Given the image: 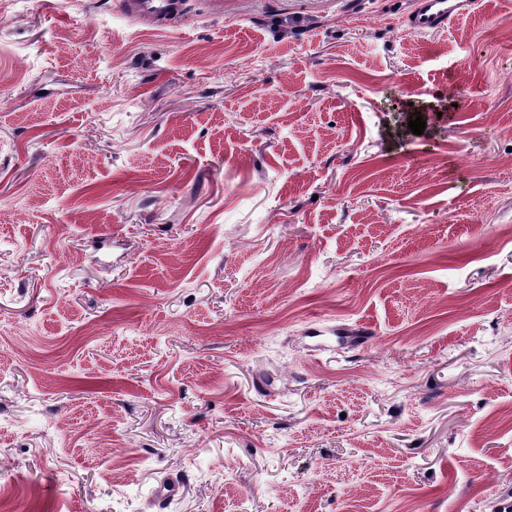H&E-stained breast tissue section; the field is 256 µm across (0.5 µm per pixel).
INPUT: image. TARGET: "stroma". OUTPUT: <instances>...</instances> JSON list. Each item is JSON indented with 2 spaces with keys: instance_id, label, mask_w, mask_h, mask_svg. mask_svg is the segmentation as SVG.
I'll return each instance as SVG.
<instances>
[{
  "instance_id": "obj_1",
  "label": "stroma",
  "mask_w": 512,
  "mask_h": 512,
  "mask_svg": "<svg viewBox=\"0 0 512 512\" xmlns=\"http://www.w3.org/2000/svg\"><path fill=\"white\" fill-rule=\"evenodd\" d=\"M410 7L0 0L17 512L512 494V0L433 36ZM180 0H124L123 9L132 17L150 16L165 19L180 8Z\"/></svg>"
}]
</instances>
